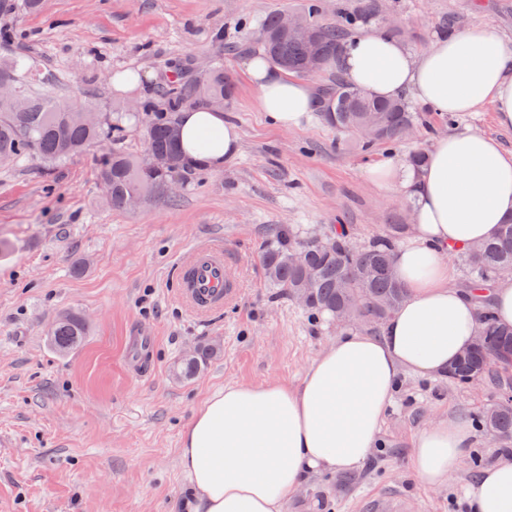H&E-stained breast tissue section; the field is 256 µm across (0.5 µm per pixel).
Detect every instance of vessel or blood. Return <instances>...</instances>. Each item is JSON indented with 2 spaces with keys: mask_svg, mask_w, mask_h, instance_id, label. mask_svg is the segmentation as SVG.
I'll list each match as a JSON object with an SVG mask.
<instances>
[{
  "mask_svg": "<svg viewBox=\"0 0 512 512\" xmlns=\"http://www.w3.org/2000/svg\"><path fill=\"white\" fill-rule=\"evenodd\" d=\"M234 264V255L223 246H199L180 263L175 288L195 311L209 313L236 299Z\"/></svg>",
  "mask_w": 512,
  "mask_h": 512,
  "instance_id": "obj_1",
  "label": "vessel or blood"
}]
</instances>
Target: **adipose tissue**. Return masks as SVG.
Masks as SVG:
<instances>
[{"mask_svg": "<svg viewBox=\"0 0 512 512\" xmlns=\"http://www.w3.org/2000/svg\"><path fill=\"white\" fill-rule=\"evenodd\" d=\"M339 65L349 83L383 98L412 91L436 112L457 115L492 103L500 126L512 128V47L488 27L436 42L419 57L395 40L364 33L348 40ZM267 119L302 128L321 104L303 81L247 63ZM182 157L193 167L223 170L240 151L238 127L223 111L199 106L179 114ZM372 178L398 185L413 203L408 241L394 249L403 304L379 333L348 329L307 368L299 386L231 385L207 397L185 430L179 464L192 494L183 512H283L312 473L357 468L378 445L399 377L447 373L473 341L490 306L512 323V279L487 299L453 284L450 249L489 238L512 219V152L470 130L440 137L415 171L387 161ZM472 427L462 416L433 423L414 439L415 477L437 488L467 458ZM471 512H512V454L482 469L467 491Z\"/></svg>", "mask_w": 512, "mask_h": 512, "instance_id": "obj_1", "label": "adipose tissue"}]
</instances>
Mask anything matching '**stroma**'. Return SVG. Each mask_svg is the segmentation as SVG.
<instances>
[{
	"label": "stroma",
	"mask_w": 512,
	"mask_h": 512,
	"mask_svg": "<svg viewBox=\"0 0 512 512\" xmlns=\"http://www.w3.org/2000/svg\"><path fill=\"white\" fill-rule=\"evenodd\" d=\"M302 0H42L36 13H0L20 37L0 43V60L28 56L49 82L26 80L30 93L92 102L97 112L126 111L130 98L116 72L140 76L138 101L164 102L169 63L193 77L223 64L236 90L224 117L241 135L223 170L174 192L115 210L96 163L112 149L143 159L141 124L63 163L31 159L0 166V512H179L190 485L179 465L182 436L201 402L229 385H299L308 366L339 334L325 314L267 288L259 256L275 230L303 240L334 236L370 244L387 225L408 224L413 208L399 186L369 179L386 160L405 164L439 136L463 130L491 135L512 152L491 103L455 118L415 97L412 136L362 154L352 134H337L320 115L286 131L262 111L247 61L267 15L297 11ZM367 31L397 26L400 43L419 56L455 28L490 27L512 46V0H380ZM224 31L223 44L212 39ZM218 242L237 255L239 297L197 319L172 287L194 247ZM79 312L88 334L60 356L46 337L57 316ZM150 336L147 360L126 358L130 337ZM213 342L220 352L196 379L172 372L176 359ZM499 397L483 378L402 375L377 448L354 470L308 477L284 512H469L466 491L478 471L512 438L493 436L483 412ZM465 416L475 424L471 451L447 484L429 489L414 476L415 437L431 422Z\"/></svg>",
	"instance_id": "stroma-1"
}]
</instances>
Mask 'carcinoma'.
I'll use <instances>...</instances> for the list:
<instances>
[{
  "label": "carcinoma",
  "mask_w": 512,
  "mask_h": 512,
  "mask_svg": "<svg viewBox=\"0 0 512 512\" xmlns=\"http://www.w3.org/2000/svg\"><path fill=\"white\" fill-rule=\"evenodd\" d=\"M40 0H0V11L21 9L35 12ZM300 13L312 22L313 34L324 58L322 72H333L345 42L360 34L361 26L377 13V0H359L355 8L340 2L336 11L327 14L321 0H304ZM258 48L277 68L288 65L285 73L294 77H309L304 61L306 46L284 35L280 30V15L264 19L258 33ZM30 66L20 58L0 61V81L14 85L27 101L19 112H0V155L5 154L18 163L39 158L44 161H64L93 142L115 140L122 126L108 116L97 124L87 125L74 117L75 111H86L80 105H58L30 95L22 89L18 72ZM234 83L218 65L192 79L175 78L165 88V104L157 107L143 105L146 116L144 136L154 151L178 152V144L169 138V125L178 122L179 113L187 104H207L233 95ZM320 98L334 100L337 112L321 113L324 121L339 133L358 137L361 147L369 150L376 144H395L403 139L405 127L416 122L415 113L402 99H384L370 95L343 81L340 75L322 88ZM99 181L110 191V204L115 210L125 208L126 197L135 191L144 196L162 194L168 183L198 180L192 168L180 164L175 171L153 172L145 161L114 151L97 164ZM405 231L403 224L388 225L387 233L362 249H356L342 239L332 240L327 251L309 241H296L282 230L263 248L262 264L268 287L290 297L308 293L307 309L336 315L353 313V322L376 328L404 301L405 289L391 272V253ZM476 273V285L483 286L512 275V221L499 225L495 234L461 251ZM481 325L487 341L474 345L449 369L448 378L458 384L489 376L494 384L512 371V326L496 321L491 312L483 315ZM87 336L84 318L73 311L61 313L49 334L52 349L67 354L79 348ZM219 346L204 343L190 354L179 357L173 365L180 380H192L204 372ZM487 431L501 437H512V407L493 404L483 414Z\"/></svg>",
  "instance_id": "1"
}]
</instances>
